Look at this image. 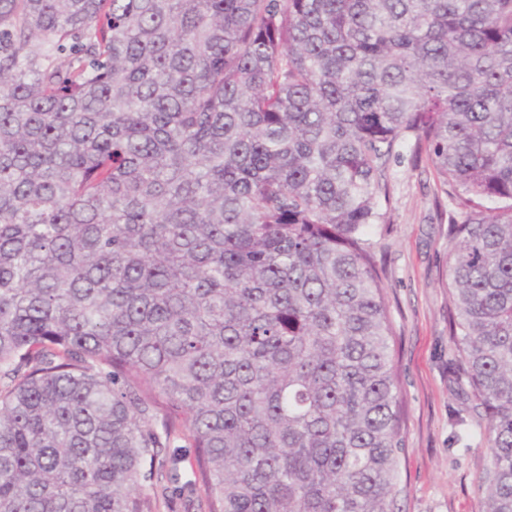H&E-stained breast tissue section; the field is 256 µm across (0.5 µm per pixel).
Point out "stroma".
<instances>
[{
    "mask_svg": "<svg viewBox=\"0 0 512 512\" xmlns=\"http://www.w3.org/2000/svg\"><path fill=\"white\" fill-rule=\"evenodd\" d=\"M391 207L365 233L381 271L405 421L396 512H483L489 466L486 419L461 394L450 365L448 223L450 199L436 201L430 169L392 162Z\"/></svg>",
    "mask_w": 512,
    "mask_h": 512,
    "instance_id": "1",
    "label": "stroma"
}]
</instances>
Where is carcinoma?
<instances>
[{"label":"carcinoma","instance_id":"carcinoma-1","mask_svg":"<svg viewBox=\"0 0 512 512\" xmlns=\"http://www.w3.org/2000/svg\"><path fill=\"white\" fill-rule=\"evenodd\" d=\"M405 140L512 512V0H0V512H396ZM173 454L178 458V467L183 481L194 479L195 448H192L183 436L175 437L170 443V448L160 449V459H168ZM204 496V488L198 484L192 492L186 493L183 497L174 498L167 505L160 503L159 512H197V504Z\"/></svg>","mask_w":512,"mask_h":512}]
</instances>
